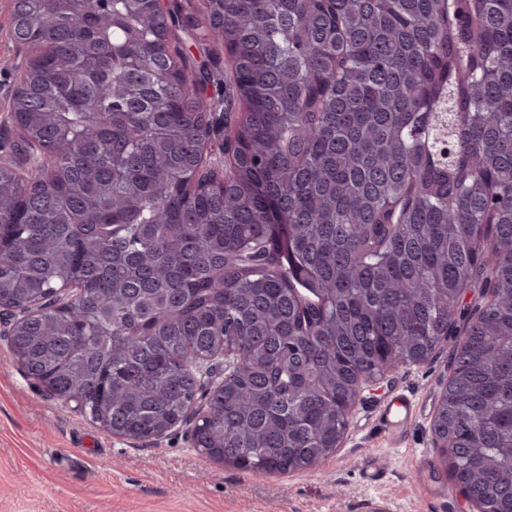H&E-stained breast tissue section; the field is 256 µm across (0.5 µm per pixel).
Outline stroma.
<instances>
[{
  "label": "stroma",
  "mask_w": 512,
  "mask_h": 512,
  "mask_svg": "<svg viewBox=\"0 0 512 512\" xmlns=\"http://www.w3.org/2000/svg\"><path fill=\"white\" fill-rule=\"evenodd\" d=\"M11 0H0V148L19 132L9 107L17 85ZM458 337L420 365L396 369L365 392L340 448L316 467L257 476L209 461L186 431L155 444L113 436L43 393L0 341V512H474L442 461L433 420ZM412 396L399 436L376 416Z\"/></svg>",
  "instance_id": "stroma-1"
}]
</instances>
